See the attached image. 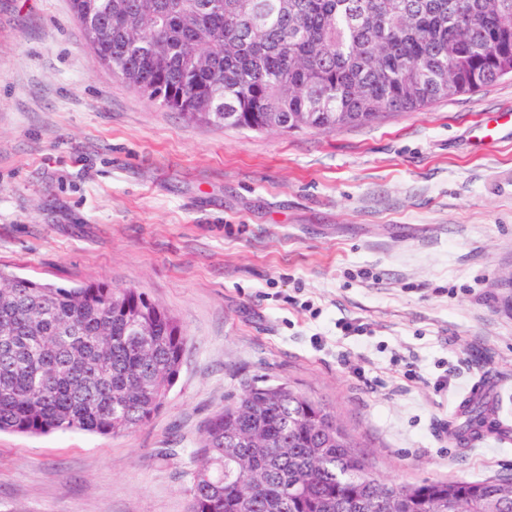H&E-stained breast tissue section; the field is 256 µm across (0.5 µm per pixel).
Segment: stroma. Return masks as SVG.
<instances>
[{
    "label": "stroma",
    "mask_w": 512,
    "mask_h": 512,
    "mask_svg": "<svg viewBox=\"0 0 512 512\" xmlns=\"http://www.w3.org/2000/svg\"><path fill=\"white\" fill-rule=\"evenodd\" d=\"M512 78L326 134L191 123L112 73L70 0H0V272L135 288L188 346L116 437L0 432V512H189L243 379L334 407L393 481L512 476L460 454L478 380L512 416Z\"/></svg>",
    "instance_id": "stroma-1"
}]
</instances>
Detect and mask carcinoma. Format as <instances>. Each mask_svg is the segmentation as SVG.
<instances>
[{"label":"carcinoma","instance_id":"obj_1","mask_svg":"<svg viewBox=\"0 0 512 512\" xmlns=\"http://www.w3.org/2000/svg\"><path fill=\"white\" fill-rule=\"evenodd\" d=\"M130 86L190 122L333 132L474 92L512 70V0H70ZM178 319L135 288L0 282V431L117 436L182 367ZM488 396L453 432L490 433ZM189 512H494L512 478H380L327 404L247 378L208 420Z\"/></svg>","mask_w":512,"mask_h":512}]
</instances>
